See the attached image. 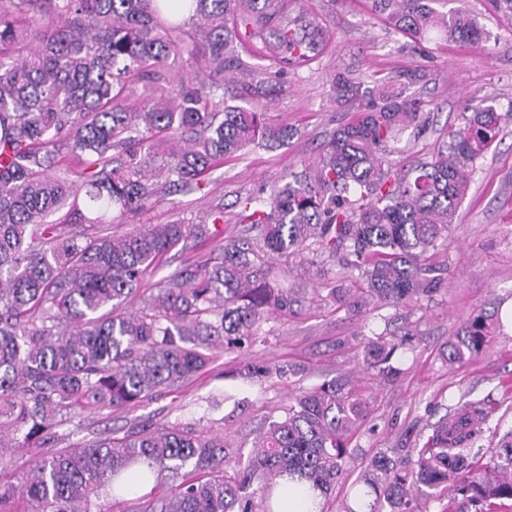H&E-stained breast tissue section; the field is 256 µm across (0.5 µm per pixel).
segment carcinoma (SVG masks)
I'll use <instances>...</instances> for the list:
<instances>
[{"label": "carcinoma", "mask_w": 512, "mask_h": 512, "mask_svg": "<svg viewBox=\"0 0 512 512\" xmlns=\"http://www.w3.org/2000/svg\"><path fill=\"white\" fill-rule=\"evenodd\" d=\"M434 2L372 5L405 33L482 42L475 17L438 12ZM285 8L286 0H0V465L3 448L38 450L19 484L0 485V512H113L133 487L158 485L164 470L181 482L143 494L133 512H284L296 487L299 509L325 512L368 416L346 379L295 396L246 455L193 425H137L121 438L53 451L59 417L124 408L177 385L206 366L200 345L255 342L262 321L298 302L272 279L266 256L311 265L320 255L357 271L363 294L338 284L326 295L353 309L369 299L409 304L439 289L430 252L447 239L474 162L512 105L502 113L472 97L446 149L411 178L385 151L397 131L420 124V105L381 83L336 129L313 172L238 201L254 235L168 276L141 311H121L147 267L211 239L208 224L224 222V205L199 224L124 235L108 227L201 188L244 147L285 136L266 113L226 106L222 94L239 71L243 30L255 36L277 25L270 49L287 64L319 54V22L284 25ZM332 87L360 90L347 70L334 73ZM242 90L263 98L272 80ZM498 327L471 316L448 342V361L479 354ZM403 345L368 338L359 347L366 367L389 378ZM491 415L490 406L464 403L423 447L375 457L346 512H408V496L422 487L452 489L446 512H512V435L486 461L470 457ZM255 482L264 484L262 510L247 494Z\"/></svg>", "instance_id": "cac0c4a2"}]
</instances>
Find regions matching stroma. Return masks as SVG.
<instances>
[{"mask_svg": "<svg viewBox=\"0 0 512 512\" xmlns=\"http://www.w3.org/2000/svg\"><path fill=\"white\" fill-rule=\"evenodd\" d=\"M445 8L475 15L485 31L483 42L451 44L438 33L402 35L372 10L369 0H288L289 18L305 13L319 18L326 46L316 58L284 68L262 41L243 39L239 54L247 68L262 77L279 74L280 83L266 98L240 97L236 85L229 93L237 106L266 113L272 123L288 128L290 138L273 149L249 145L212 169L201 189L173 194L127 223L113 225V232L177 220L195 223L220 203L224 238L239 235L237 198L271 190L295 173L316 168L336 127L366 106L361 96L337 98L331 77L339 69L351 70L366 88L377 79L406 86L419 100L423 130L407 128L387 146L388 161L403 171L429 160L447 143L469 95L507 110L512 105V17L496 11L489 0H447ZM432 262L444 280L432 297L399 307L371 304L358 313L322 298L338 267L329 266L320 275L311 266L282 263L301 301L264 321L260 342L241 349L215 346L200 374L133 407L63 424L58 447L83 445L103 432L120 436L135 423L198 422L223 435L231 449L246 452L289 399L350 375L367 398L370 414L351 443L353 460L328 495L326 512H345L350 485L374 456L400 447L407 430L427 434L458 403L493 400L495 410L471 449L472 455L490 456L512 431V334L496 331L483 353L471 360L451 364L446 355L464 320L481 311L498 314L512 299V119L476 160L448 242L434 251ZM380 333L408 337L392 359L398 373L389 379L365 370L356 358L358 343ZM252 363L279 365L285 372L257 383L244 375L245 365Z\"/></svg>", "mask_w": 512, "mask_h": 512, "instance_id": "obj_1", "label": "stroma"}]
</instances>
